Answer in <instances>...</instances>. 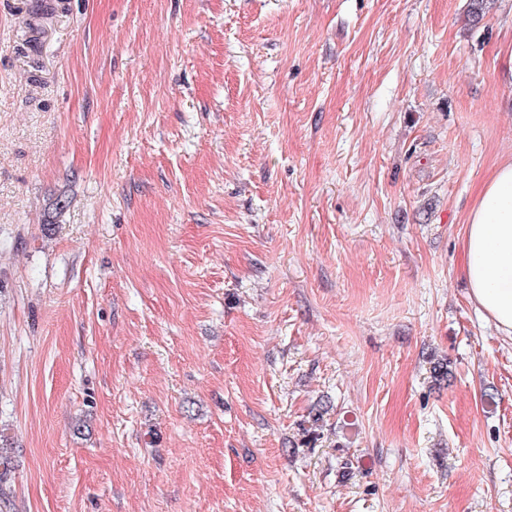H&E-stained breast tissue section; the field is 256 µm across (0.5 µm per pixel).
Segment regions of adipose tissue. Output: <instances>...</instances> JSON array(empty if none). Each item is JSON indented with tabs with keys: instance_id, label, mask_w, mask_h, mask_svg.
I'll use <instances>...</instances> for the list:
<instances>
[{
	"instance_id": "ef3b65f1",
	"label": "adipose tissue",
	"mask_w": 512,
	"mask_h": 512,
	"mask_svg": "<svg viewBox=\"0 0 512 512\" xmlns=\"http://www.w3.org/2000/svg\"><path fill=\"white\" fill-rule=\"evenodd\" d=\"M464 268L472 301L512 335V160L480 189L466 226Z\"/></svg>"
}]
</instances>
